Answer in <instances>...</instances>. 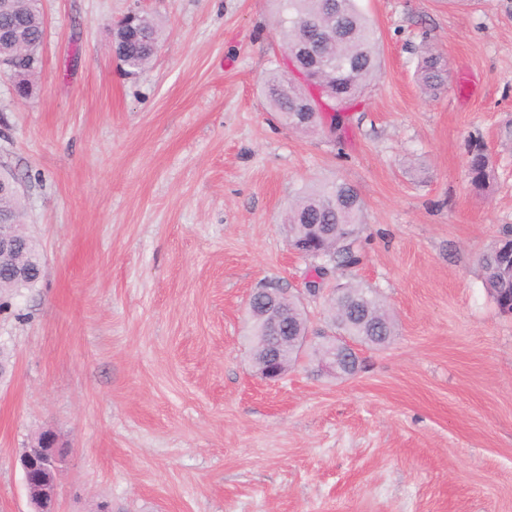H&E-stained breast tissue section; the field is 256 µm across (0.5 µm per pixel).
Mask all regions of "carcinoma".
I'll return each mask as SVG.
<instances>
[{
	"label": "carcinoma",
	"mask_w": 512,
	"mask_h": 512,
	"mask_svg": "<svg viewBox=\"0 0 512 512\" xmlns=\"http://www.w3.org/2000/svg\"><path fill=\"white\" fill-rule=\"evenodd\" d=\"M0 6V30L8 29L14 42L0 44V53L14 46V53L23 64L22 77L15 86L20 97L30 91V77L41 64H30L40 59V46L44 36V21L37 0H3ZM278 26L284 44H295L303 34L308 53L306 59L325 63V76L336 80V101L330 103L338 113L377 76L378 45L373 26L360 10L357 0H279ZM114 45L124 49L126 74L139 73L150 62L158 49L160 26L151 16L137 15L135 22L129 17L119 20L113 27ZM418 79L426 93L437 95L448 86V73L430 48L420 51L417 66ZM264 93L271 111L288 127L309 130L321 123L320 109L304 111L309 93L291 82L286 72L273 71L264 80ZM468 177L471 187L478 193L486 191L493 179L490 155L478 141L468 145ZM19 197L0 195V215L11 224L19 223L21 212ZM364 206L351 186L335 183L328 187L304 190L290 205L286 217L288 241L307 236L312 225H326L336 230L323 243L324 258L335 259L340 266H354L360 262L355 244L359 227L363 224ZM502 242L482 255L480 265L490 297L502 313L512 301V268L504 263ZM22 258L28 264L32 281H14L0 267V295L10 297L22 288H31L40 279L41 264L32 240L24 244ZM344 302L358 301L362 309L347 318L344 308L331 300L330 326L349 333L368 347H381L395 332V323L389 310L372 289L347 283L338 293ZM281 305L288 309V333L302 332L308 326L305 312L294 298H282Z\"/></svg>",
	"instance_id": "cac0c4a2"
}]
</instances>
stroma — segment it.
I'll list each match as a JSON object with an SVG mask.
<instances>
[{
    "mask_svg": "<svg viewBox=\"0 0 512 512\" xmlns=\"http://www.w3.org/2000/svg\"><path fill=\"white\" fill-rule=\"evenodd\" d=\"M358 4L379 77L304 132L263 94L276 0H41L30 97L0 80V174L43 269L0 310V512H28L19 456L46 432L60 512H512V315L479 266L512 225V0ZM131 11L164 28L135 76L112 55ZM425 44L449 69L435 97ZM332 181L363 202L361 260L313 295L283 219ZM346 282L386 301L391 341L349 378L307 352L263 381L250 294L277 285L319 330ZM418 79L429 95L436 96L448 86V73L430 48H422L417 66ZM490 155L478 141L468 145V177L471 187L478 193L486 191L493 179Z\"/></svg>",
    "mask_w": 512,
    "mask_h": 512,
    "instance_id": "1",
    "label": "stroma"
}]
</instances>
